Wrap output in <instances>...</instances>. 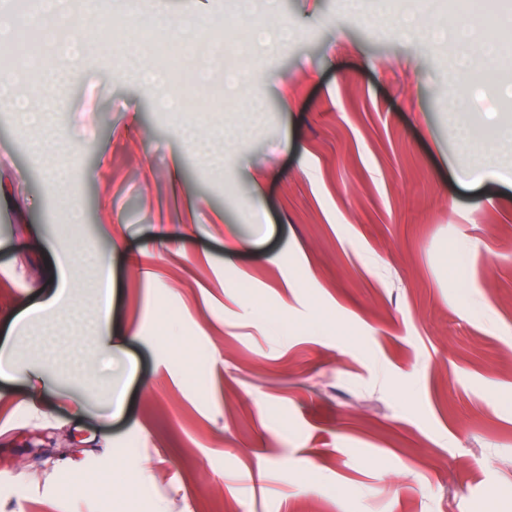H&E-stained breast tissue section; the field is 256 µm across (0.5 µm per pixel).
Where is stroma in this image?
I'll return each mask as SVG.
<instances>
[{
	"mask_svg": "<svg viewBox=\"0 0 512 512\" xmlns=\"http://www.w3.org/2000/svg\"><path fill=\"white\" fill-rule=\"evenodd\" d=\"M139 10L196 19L203 42L225 0ZM452 21L483 17L257 0L233 24L294 38L253 54L222 109L171 116L112 74L111 42L68 66V105L41 129L0 111V172L25 205L0 199V351L46 370L0 379V512H512V182H460L512 121V70L457 71L432 36ZM188 123L247 135L216 167ZM43 239L89 263L60 312L23 323L60 287ZM101 255L124 346L100 377L120 408L83 404L70 354L76 336L98 355ZM119 471L137 491L70 490Z\"/></svg>",
	"mask_w": 512,
	"mask_h": 512,
	"instance_id": "obj_1",
	"label": "stroma"
}]
</instances>
